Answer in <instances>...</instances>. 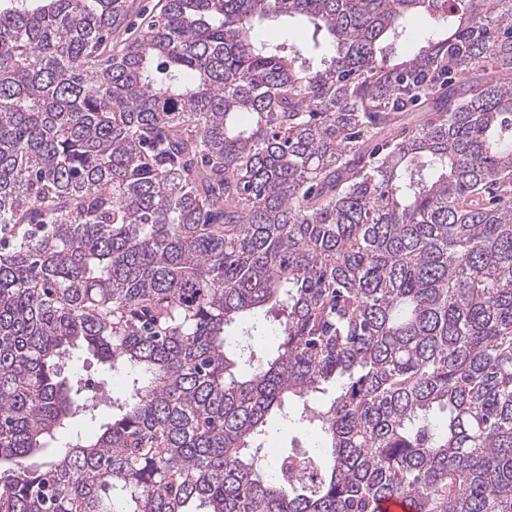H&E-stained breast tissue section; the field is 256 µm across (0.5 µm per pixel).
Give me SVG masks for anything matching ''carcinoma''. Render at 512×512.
I'll return each mask as SVG.
<instances>
[{"label": "carcinoma", "instance_id": "cac0c4a2", "mask_svg": "<svg viewBox=\"0 0 512 512\" xmlns=\"http://www.w3.org/2000/svg\"><path fill=\"white\" fill-rule=\"evenodd\" d=\"M135 8L0 0V512H512V0ZM311 26L302 20H288L275 26L260 25L256 33L258 36L273 39L278 43L298 44L306 37L311 40Z\"/></svg>", "mask_w": 512, "mask_h": 512}]
</instances>
